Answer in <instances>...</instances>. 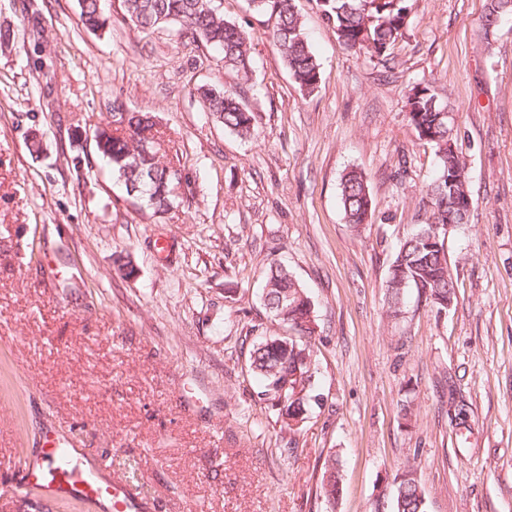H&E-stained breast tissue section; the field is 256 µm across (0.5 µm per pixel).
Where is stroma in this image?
I'll return each instance as SVG.
<instances>
[{"label":"stroma","mask_w":512,"mask_h":512,"mask_svg":"<svg viewBox=\"0 0 512 512\" xmlns=\"http://www.w3.org/2000/svg\"><path fill=\"white\" fill-rule=\"evenodd\" d=\"M215 4L248 35L249 74L175 28L135 26L124 0H106L99 37L77 0H0V27L16 34L0 43V479L50 427L132 477L150 512H392L409 464L426 512H512V13L487 38V0H406L386 82L376 58L339 44L317 0H295L320 67L308 95L268 15ZM429 81L453 107L472 205L445 241L452 307L411 299L393 319L389 264L431 215L434 148L406 119ZM203 86L243 88L255 137L206 112ZM116 98L171 140L185 200L163 218L85 138ZM350 168L372 198L357 232L339 201ZM120 253L136 277L117 271ZM273 260L314 304L323 400L292 429L247 368L250 345L283 331L261 300ZM453 394L467 427L448 414ZM333 454L331 511L318 485Z\"/></svg>","instance_id":"obj_1"}]
</instances>
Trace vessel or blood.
Instances as JSON below:
<instances>
[{"instance_id":"1","label":"vessel or blood","mask_w":512,"mask_h":512,"mask_svg":"<svg viewBox=\"0 0 512 512\" xmlns=\"http://www.w3.org/2000/svg\"><path fill=\"white\" fill-rule=\"evenodd\" d=\"M85 457L84 450L46 433L38 452L12 461V477L0 482V495L21 498L34 492L59 503H87L100 512H147V503L132 486L105 474L102 466L88 465Z\"/></svg>"}]
</instances>
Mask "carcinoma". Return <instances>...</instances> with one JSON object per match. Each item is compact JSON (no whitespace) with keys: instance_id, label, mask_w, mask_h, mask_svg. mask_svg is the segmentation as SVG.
Wrapping results in <instances>:
<instances>
[{"instance_id":"1","label":"carcinoma","mask_w":512,"mask_h":512,"mask_svg":"<svg viewBox=\"0 0 512 512\" xmlns=\"http://www.w3.org/2000/svg\"><path fill=\"white\" fill-rule=\"evenodd\" d=\"M254 10L274 19L271 37L288 64L291 76L306 93L320 81L319 65L304 33L301 15L293 0H250ZM324 16L344 33L342 45L363 51L385 64L391 50L409 25L404 0H322ZM79 21L93 34L109 25L104 0H78ZM127 16L136 26L152 29L177 25L179 32L214 48L227 69L246 73L251 67L247 35L239 26L224 20L214 0H125ZM200 97L208 112L224 128L240 136L254 133V114L241 95L228 90L203 89ZM409 125L419 138L432 143L437 157L436 174L427 185L431 217L404 236L389 266L386 280V313L402 312L404 296L413 289L418 297L438 310L446 309L448 287L453 275L448 264L444 239L429 242L432 223L464 224L469 209L456 207L470 196L468 175L457 138L448 134V118L441 110L450 103L439 98L429 84L413 88L407 102ZM97 152L107 162L112 176L121 182L128 196L136 199L153 215L168 212L178 200L175 187L182 183L181 170L165 161L169 141L150 112L129 109L120 100L112 101L111 121L93 132ZM340 201L346 222L360 230L372 204L366 177L350 170L340 182ZM262 301L266 312L285 328V336H269L253 344L248 368L262 386L261 395L289 427L306 419L310 402L316 400L313 369V309L310 296L301 283L280 262L273 261L264 274ZM451 420L467 423L469 407L451 398ZM340 474L336 458L324 466L319 494L336 504ZM393 512H425V492L417 471L407 467L393 479Z\"/></svg>"}]
</instances>
